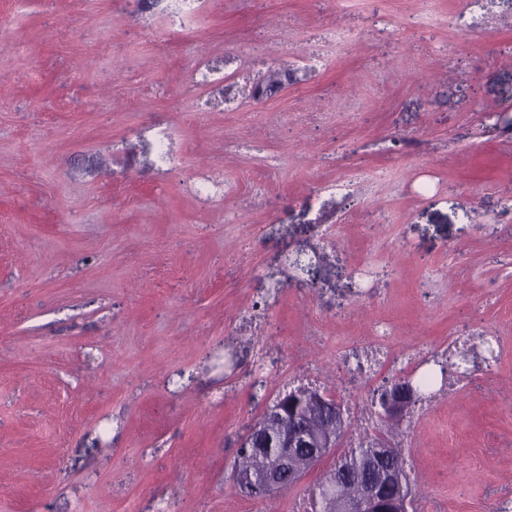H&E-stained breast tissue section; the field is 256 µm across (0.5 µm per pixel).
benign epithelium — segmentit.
<instances>
[{"label": "benign epithelium", "instance_id": "1", "mask_svg": "<svg viewBox=\"0 0 512 512\" xmlns=\"http://www.w3.org/2000/svg\"><path fill=\"white\" fill-rule=\"evenodd\" d=\"M414 402L413 386L403 380L384 391L381 408L386 415L393 416L402 413ZM328 411L335 415L334 425L321 429L317 418ZM345 429L343 407L334 398L317 389L304 393L299 390L288 391V401L277 400L265 407L258 425L250 427L244 443V450L259 455L277 450V461L258 475H237L240 487L257 482L271 495L282 488L286 474L291 476L292 482H298L299 473L289 468L290 459L297 451H306L312 463L317 464L328 449L337 446ZM385 457L387 446L377 440L357 461L356 471L361 473L368 470ZM386 492L391 493L394 504L408 506V499L404 498L403 475L393 469L381 470L374 479L365 481L362 495L355 499L336 497V484L325 483L319 488V501L336 503L338 512H371V508Z\"/></svg>", "mask_w": 512, "mask_h": 512}]
</instances>
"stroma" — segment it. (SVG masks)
<instances>
[{
    "label": "stroma",
    "mask_w": 512,
    "mask_h": 512,
    "mask_svg": "<svg viewBox=\"0 0 512 512\" xmlns=\"http://www.w3.org/2000/svg\"><path fill=\"white\" fill-rule=\"evenodd\" d=\"M464 8L0 0V512H288L334 458L256 499L248 430L294 376L390 388L336 366L376 325L499 337L410 465L435 512L512 495V0ZM228 53L233 112L194 69Z\"/></svg>",
    "instance_id": "stroma-1"
}]
</instances>
